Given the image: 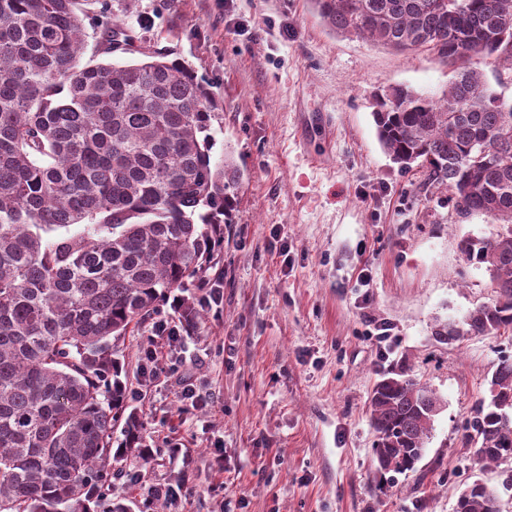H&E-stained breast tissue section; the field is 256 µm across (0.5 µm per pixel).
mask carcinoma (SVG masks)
<instances>
[{
  "label": "carcinoma",
  "instance_id": "obj_1",
  "mask_svg": "<svg viewBox=\"0 0 512 512\" xmlns=\"http://www.w3.org/2000/svg\"><path fill=\"white\" fill-rule=\"evenodd\" d=\"M310 2L337 34L432 50L455 73L438 98L381 94L377 135L461 217L498 226L459 245L496 300L434 336L512 330V103L461 62L473 52L512 73V0ZM99 38L132 41L110 21ZM84 42L79 0H0V512H129L107 499L123 474L112 464H146L152 451L129 405L125 340L163 298L203 281L231 204L233 175L212 160L210 86L155 52L84 63ZM441 406L409 369L382 374L371 396L378 467L414 471ZM469 429L478 461L512 459V358L497 363ZM460 497L463 512H502L487 484Z\"/></svg>",
  "mask_w": 512,
  "mask_h": 512
}]
</instances>
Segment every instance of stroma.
<instances>
[{
  "mask_svg": "<svg viewBox=\"0 0 512 512\" xmlns=\"http://www.w3.org/2000/svg\"><path fill=\"white\" fill-rule=\"evenodd\" d=\"M84 60L105 53L94 25L114 20L147 51L184 61L210 85L222 118L214 159L238 169L224 244L207 278L224 293L185 323L182 372L151 377L152 322L126 339L125 369L155 451L109 495L158 512L147 489H181L167 512H454L473 481L499 485L512 460L478 464L465 440L512 331L438 342V321L495 300L485 267L459 244L489 237L445 190L402 172L373 114L394 86L440 94L451 78L434 53L408 55L333 33L310 0H84ZM386 327L385 340L376 330ZM405 363L443 404L415 471L383 481L370 397ZM200 390L189 408L183 382ZM178 455H171V446Z\"/></svg>",
  "mask_w": 512,
  "mask_h": 512,
  "instance_id": "1",
  "label": "stroma"
}]
</instances>
